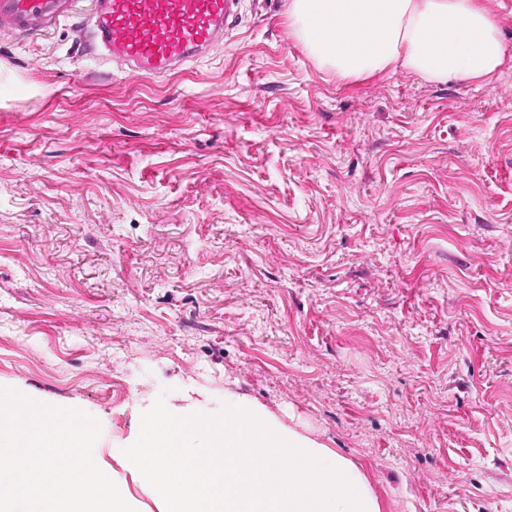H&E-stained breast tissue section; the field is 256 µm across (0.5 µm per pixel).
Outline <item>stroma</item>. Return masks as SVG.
Returning <instances> with one entry per match:
<instances>
[{"label": "stroma", "mask_w": 512, "mask_h": 512, "mask_svg": "<svg viewBox=\"0 0 512 512\" xmlns=\"http://www.w3.org/2000/svg\"><path fill=\"white\" fill-rule=\"evenodd\" d=\"M288 2L152 79L89 52L92 0L0 32V387L97 418L136 512L160 396L249 405L381 512H512V6L496 78L430 83L337 79Z\"/></svg>", "instance_id": "35a3bbf8"}]
</instances>
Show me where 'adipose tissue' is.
<instances>
[{
    "label": "adipose tissue",
    "instance_id": "adipose-tissue-1",
    "mask_svg": "<svg viewBox=\"0 0 512 512\" xmlns=\"http://www.w3.org/2000/svg\"><path fill=\"white\" fill-rule=\"evenodd\" d=\"M288 30L340 79L399 67L430 82H485L506 56L483 0H289Z\"/></svg>",
    "mask_w": 512,
    "mask_h": 512
}]
</instances>
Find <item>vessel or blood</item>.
<instances>
[{"label":"vessel or blood","mask_w":512,"mask_h":512,"mask_svg":"<svg viewBox=\"0 0 512 512\" xmlns=\"http://www.w3.org/2000/svg\"><path fill=\"white\" fill-rule=\"evenodd\" d=\"M239 0H94V48L102 63L118 61L141 78L204 53L232 29ZM75 0H0V28L31 34L53 28Z\"/></svg>","instance_id":"1"}]
</instances>
